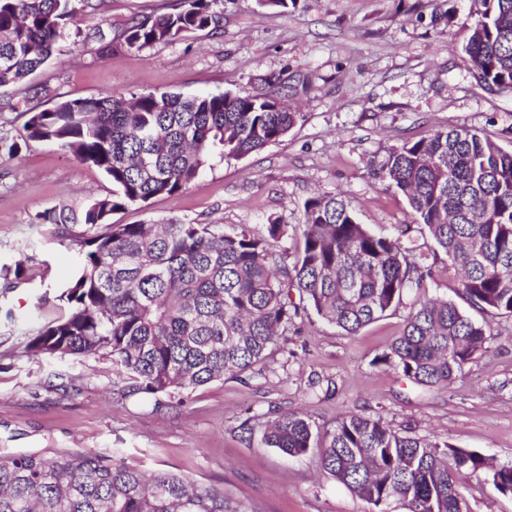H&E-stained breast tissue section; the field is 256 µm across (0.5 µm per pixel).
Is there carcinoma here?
I'll return each mask as SVG.
<instances>
[{
  "mask_svg": "<svg viewBox=\"0 0 512 512\" xmlns=\"http://www.w3.org/2000/svg\"><path fill=\"white\" fill-rule=\"evenodd\" d=\"M218 0L131 20L117 36L95 24L84 40L141 51L220 27ZM464 47L472 75L512 86V0H480ZM90 0H0V87L44 67L67 22ZM4 106L27 115L24 142H52L98 168L112 185L81 216L42 215L58 233L83 227L79 268L61 293L67 312L28 337L32 357L112 356L125 394L156 396L243 377L266 361L280 329L311 311L349 335L402 305L416 290L403 332L377 363L425 386L447 384L486 349L482 325L455 303L422 291L424 270L398 238L359 223L340 193L304 203L301 248L276 275L272 248L288 225L256 236L244 225L110 224L113 212L180 194L212 161L238 160L286 136L299 113L249 94L61 99L39 109L26 96ZM418 226L461 271L463 298L512 315V149L465 129L437 130L392 151L382 166ZM264 443L290 456L317 454L320 467L376 512H467L458 475L490 473L512 494V464L399 433L381 418L346 415L327 429L301 413L266 425ZM0 512H252L224 490L169 471L147 475L72 449L0 460Z\"/></svg>",
  "mask_w": 512,
  "mask_h": 512,
  "instance_id": "carcinoma-1",
  "label": "carcinoma"
}]
</instances>
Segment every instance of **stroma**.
<instances>
[{"mask_svg":"<svg viewBox=\"0 0 512 512\" xmlns=\"http://www.w3.org/2000/svg\"><path fill=\"white\" fill-rule=\"evenodd\" d=\"M69 22L62 53L30 77L35 105L109 93L265 95L300 119L279 141L215 164L188 189L112 213L115 224L296 225L318 195L344 194L375 234L420 246L431 265L430 295L479 322L487 349L446 385L419 387L377 364L401 334L402 306L349 335L315 314L289 323L278 350L245 378L185 392L183 404L122 392L106 353L30 357L28 336L66 309L59 298L82 256L39 217L81 210L112 186L95 167L51 142L22 146L26 121L0 112V267L23 264L8 285L0 275V458L47 448L111 456L145 473L168 470L223 489L253 512H371L370 504L321 474L318 457L267 447L266 422L306 414L319 428L355 413L382 418L412 436L512 463V316L468 306L447 258L416 232L405 198L381 171L390 152L436 130L467 128L512 149V90L476 81L463 50L472 0H291L276 10L257 0H220L219 29L136 51L100 56L76 32L92 25L120 33L134 18L181 0H91ZM469 512H512V494L465 476Z\"/></svg>","mask_w":512,"mask_h":512,"instance_id":"1","label":"stroma"}]
</instances>
